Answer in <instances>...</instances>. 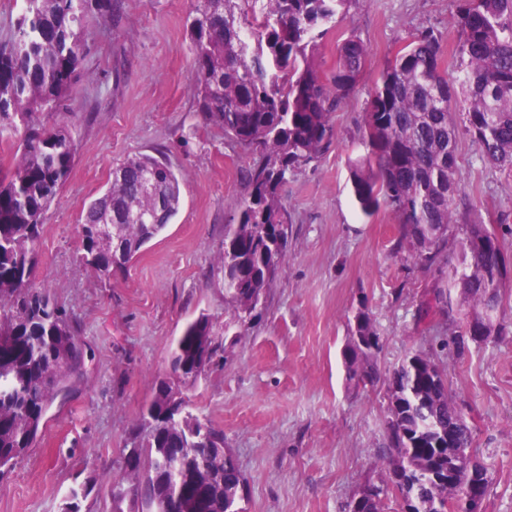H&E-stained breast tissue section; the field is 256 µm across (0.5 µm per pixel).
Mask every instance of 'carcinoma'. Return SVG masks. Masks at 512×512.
I'll return each instance as SVG.
<instances>
[{"label":"carcinoma","instance_id":"1","mask_svg":"<svg viewBox=\"0 0 512 512\" xmlns=\"http://www.w3.org/2000/svg\"><path fill=\"white\" fill-rule=\"evenodd\" d=\"M86 0H23L11 42L0 51V125L18 134L13 167L0 172V470L16 465L42 433L46 415L84 381L88 350L76 318L36 287L46 213L76 158V140L47 128L41 112H65L85 47ZM353 0H192L186 31L193 55L191 87L206 125L259 158L247 173L248 196L224 225L218 264L224 299L240 326L262 309L288 258L291 215L282 190L294 172L333 144L334 113L363 75L368 51L352 35L337 46L336 67L319 71L315 49L350 19ZM449 25L459 34L460 75L442 67L441 38L420 30L380 68L364 112L365 153L352 164L361 211L380 207L398 224L393 253L436 273L414 319L448 331V350L464 357L465 339L481 344L508 334L497 323L509 275L501 244L483 224L457 210L456 144L468 135L493 168L512 171V0H453ZM462 106L459 127L448 104ZM178 178L165 160L127 157L92 200L80 223L79 260L99 278L123 274L179 212ZM460 235L448 258V234ZM213 319L200 313L171 345L172 377L156 381L144 405L121 476L111 484L112 512H241L243 476L208 449L224 431L172 405L171 381L187 390L217 353ZM380 336L367 311L353 319L345 354L355 386L378 377L371 363ZM389 405L382 458L391 485L358 496V512H383L390 490L410 512H466L463 494L487 490V468L467 454L472 430L439 359L407 357L387 377Z\"/></svg>","mask_w":512,"mask_h":512}]
</instances>
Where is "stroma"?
Wrapping results in <instances>:
<instances>
[{
	"mask_svg": "<svg viewBox=\"0 0 512 512\" xmlns=\"http://www.w3.org/2000/svg\"><path fill=\"white\" fill-rule=\"evenodd\" d=\"M190 0H88L86 52L64 112L77 142L70 177L44 220L38 285L73 313L94 359L65 405L52 408L34 448L0 474V512H111L109 478L136 433L169 349L199 312L212 315L222 345L190 393L191 410L224 431L244 477L243 512H346L368 483L389 477L381 459L386 376L410 352L441 355L435 333L413 314L430 277L392 253L388 211L365 215L351 190L363 153V112L386 58L411 33L442 38L444 68L457 77L458 32L451 0H354L351 22L321 40L322 72L336 47L357 36L365 72L334 116V144L296 170L285 192L292 214L288 259L267 306L246 326H228L217 263L224 226L249 191L255 154L204 126L191 89L185 18ZM165 158L181 186V206L124 276L96 277L79 263L78 224L126 157ZM458 211L495 231L512 262V175L485 163L467 135L457 143ZM368 311L381 338L380 378L353 388L344 350L349 321ZM472 429L471 452L488 468L480 512H512V338L470 344L464 360L441 355ZM85 497L71 500L75 485Z\"/></svg>",
	"mask_w": 512,
	"mask_h": 512,
	"instance_id": "stroma-1",
	"label": "stroma"
}]
</instances>
